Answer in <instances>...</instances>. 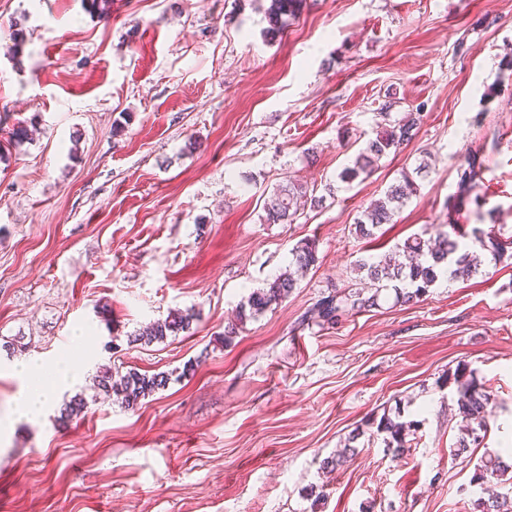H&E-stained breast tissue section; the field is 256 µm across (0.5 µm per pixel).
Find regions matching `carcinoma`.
<instances>
[{
	"label": "carcinoma",
	"mask_w": 512,
	"mask_h": 512,
	"mask_svg": "<svg viewBox=\"0 0 512 512\" xmlns=\"http://www.w3.org/2000/svg\"><path fill=\"white\" fill-rule=\"evenodd\" d=\"M295 4L296 0H270L266 9L270 22L269 32L275 34L282 29L283 17L294 14ZM394 106L396 102L392 100L383 104L384 126L359 149L351 163L336 174L339 182L350 185L360 177H368L382 158L400 150L416 135L422 112H403L394 117L391 115ZM466 164L467 167L461 173V195L453 198V203L448 205L450 209H458L467 201L479 208L483 202L482 197L474 193L480 163L473 155L466 159ZM420 173L419 168L411 173L402 172L384 197L370 203L362 211L355 224V234L370 238L382 225L394 223L395 215L419 192L416 175ZM301 199L310 201L313 207L323 201V198L310 193L307 182L287 176L276 185L265 203L266 221L270 224L294 223L298 212L297 202ZM464 239L465 235L457 231L450 234L438 230L435 236L427 239L421 235L410 236L383 257H361L357 260L355 271L364 275L368 281L367 290L335 289L307 312L305 320L335 325L346 315L378 306L382 292L387 290L394 292L398 303H417L445 275L450 280H467L480 273L482 253H490L495 260L505 254V246L490 232L475 228L472 230L471 243L464 242ZM317 262L315 242L305 241L296 245L291 250L289 268L265 287L250 294L247 305L240 308L238 322L278 307L296 288L297 280L292 268L308 269ZM193 319L194 313L178 311L163 320L157 319L147 324L138 334L128 337V341L132 345L161 342L190 329ZM448 379L456 385L454 417L458 420L459 436L453 455L460 457L483 443L492 413L493 398L490 391L477 382L473 370L467 369L465 365H457ZM168 380L169 377L163 373L149 376L135 369L124 374H114L108 368L97 375L98 387L107 395L115 396L127 409L136 407L141 399L165 388ZM86 408L82 395L76 394L64 404L57 422L67 425L78 420ZM419 428L420 422L416 420L405 422L388 413L370 418L366 421V429H358L348 437L340 453L323 461V468L333 471L353 459L357 455L353 443L365 434L381 438L392 456H402L410 448L407 440L409 433ZM472 483L481 488L488 483L512 485V466L504 464L499 455L489 453L475 469ZM473 506L474 512H512V493L500 492L488 498L481 496L474 501Z\"/></svg>",
	"instance_id": "obj_1"
}]
</instances>
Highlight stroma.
<instances>
[{"mask_svg": "<svg viewBox=\"0 0 512 512\" xmlns=\"http://www.w3.org/2000/svg\"><path fill=\"white\" fill-rule=\"evenodd\" d=\"M268 5L112 0L101 18L83 0H0V512H472L476 463L512 453V259L416 304L301 321L359 288L360 256L409 236L452 221L512 240V0H299L274 36ZM390 96L423 110L416 135L337 182ZM472 154L485 212L449 215ZM424 155L418 196L357 238L361 211ZM287 175L324 203L266 223ZM306 239L317 265L223 342ZM175 310L194 312L190 330L129 344ZM19 360L82 367L35 425L13 418ZM461 363L494 399L466 457L446 383ZM105 366L169 383L126 409L94 387ZM78 393L84 417L59 426ZM398 408L421 423L409 452L363 436L323 475L356 427Z\"/></svg>", "mask_w": 512, "mask_h": 512, "instance_id": "obj_1", "label": "stroma"}]
</instances>
